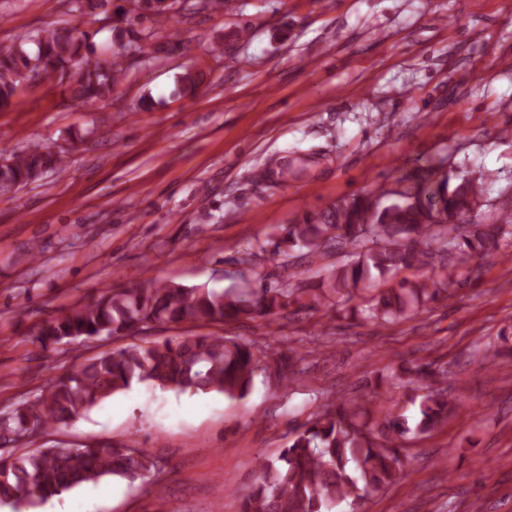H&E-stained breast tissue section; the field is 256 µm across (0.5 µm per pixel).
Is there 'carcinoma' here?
<instances>
[{
	"instance_id": "carcinoma-1",
	"label": "carcinoma",
	"mask_w": 512,
	"mask_h": 512,
	"mask_svg": "<svg viewBox=\"0 0 512 512\" xmlns=\"http://www.w3.org/2000/svg\"><path fill=\"white\" fill-rule=\"evenodd\" d=\"M166 0H134L118 13L138 21L166 13ZM136 21V22H138ZM129 28L117 48L98 55L85 32L58 27L0 46V110L17 104L19 76L58 75L67 79L71 100L91 107L112 96L125 76L133 53L150 60L151 34ZM10 164L0 168V195L14 193L39 178L45 169L60 167L64 156L37 149L8 152ZM483 177L450 173L435 179L420 169L401 176L398 187L342 197L331 206L281 226L267 245L273 259L288 268L291 259L323 258L328 249L355 251V261L334 269L316 288L267 286L228 291L153 284L146 288L109 287L85 304L38 326L36 340L51 345L91 341L130 334L144 323L205 322L264 317L275 320L290 306L329 313L341 307L353 316L378 324L414 316L438 300L452 285L469 281L474 261L500 248L512 237V213L491 231L468 228L485 194ZM440 268L442 279L425 269ZM415 270L385 288L375 277ZM297 360L280 347L254 351V346L224 336H184L148 345L101 352L74 364L54 378L46 396L23 404L0 418V435L11 442L30 430L65 426L113 394L135 384L161 388L218 392L245 398L257 372L291 386ZM422 375L430 379L419 403V418L383 402V389ZM447 375L430 365H401L378 375L369 393L328 404L314 413L274 458H261L254 482L240 493V512H331L346 503L351 512L369 494L393 483L403 467L399 438L414 430H434L459 404L448 396ZM155 462L133 443L99 442L79 448L25 450L0 458V504L14 512H31L40 503L106 475L133 482L145 480Z\"/></svg>"
}]
</instances>
